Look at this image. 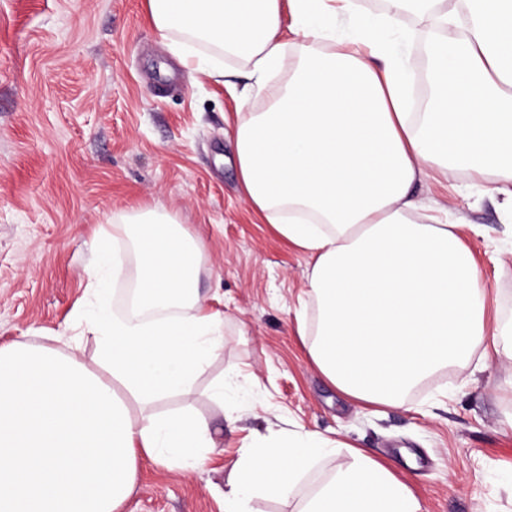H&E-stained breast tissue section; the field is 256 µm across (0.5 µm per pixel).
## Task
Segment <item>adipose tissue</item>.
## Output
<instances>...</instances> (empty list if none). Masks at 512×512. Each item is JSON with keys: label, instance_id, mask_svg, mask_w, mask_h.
<instances>
[{"label": "adipose tissue", "instance_id": "adipose-tissue-1", "mask_svg": "<svg viewBox=\"0 0 512 512\" xmlns=\"http://www.w3.org/2000/svg\"><path fill=\"white\" fill-rule=\"evenodd\" d=\"M147 0L160 33L190 35L243 59L261 93L287 67L283 15L304 48L273 103L238 115L236 157L250 205L314 263L309 355L339 392L398 407L438 369L512 362V321L491 313L470 250L448 216L411 196L430 175L463 172L483 194L512 201V0ZM416 28H408L406 16ZM426 41L433 70L423 111L408 109L415 61L389 37ZM130 241L135 296L160 317L111 313L103 267ZM100 267L64 334L71 353L0 346V512H121L141 464L190 472L211 459L210 424L192 411L154 412L189 396L224 351L222 319L197 292L201 244L154 209L101 231ZM90 336L95 366L78 355ZM336 440L281 430L241 448L224 512L286 500ZM352 461L295 512H422L392 470L355 449ZM295 497V496H294Z\"/></svg>", "mask_w": 512, "mask_h": 512}]
</instances>
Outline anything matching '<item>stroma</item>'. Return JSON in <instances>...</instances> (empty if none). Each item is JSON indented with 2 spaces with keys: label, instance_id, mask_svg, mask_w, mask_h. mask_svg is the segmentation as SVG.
<instances>
[{
  "label": "stroma",
  "instance_id": "obj_1",
  "mask_svg": "<svg viewBox=\"0 0 512 512\" xmlns=\"http://www.w3.org/2000/svg\"><path fill=\"white\" fill-rule=\"evenodd\" d=\"M212 56L161 37L146 0H0V345H54L94 262L92 235L133 210L171 215L202 253L199 296L223 318L224 354L196 385L232 372L244 387L222 407L198 405L217 448L189 474L143 464L124 512H224L238 449L288 428L321 433L388 465L422 512H512V368L443 369L404 406L355 402L314 366L307 294L312 259L248 203L232 138L239 111L266 108L289 78L240 103L243 61L209 78L181 63ZM453 210L491 306L512 318V215L465 173L413 187Z\"/></svg>",
  "mask_w": 512,
  "mask_h": 512
}]
</instances>
